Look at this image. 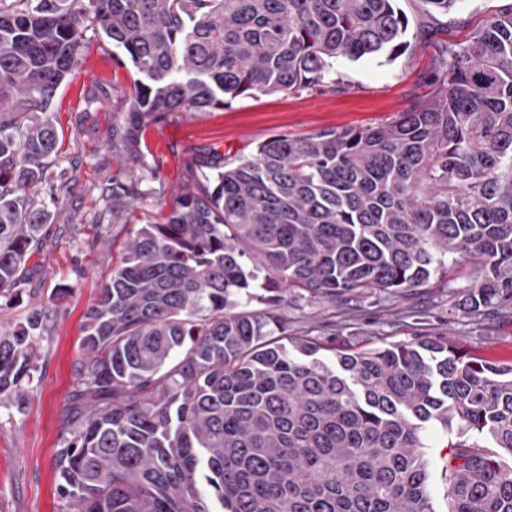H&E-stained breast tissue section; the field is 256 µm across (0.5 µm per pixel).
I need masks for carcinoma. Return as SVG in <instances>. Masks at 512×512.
Returning a JSON list of instances; mask_svg holds the SVG:
<instances>
[{
  "mask_svg": "<svg viewBox=\"0 0 512 512\" xmlns=\"http://www.w3.org/2000/svg\"><path fill=\"white\" fill-rule=\"evenodd\" d=\"M89 26L138 75L119 151L172 112L394 58L409 21L396 0H0V292L58 201L31 189L51 179L49 107ZM203 168L86 314L55 451L65 512H434L433 423L458 427L448 512H512V365L431 335L294 336L274 296L428 288L459 262L478 272L475 312L512 296V3L445 47L430 100L393 123L284 134ZM135 194L112 180V213ZM40 327L0 335V399L34 390Z\"/></svg>",
  "mask_w": 512,
  "mask_h": 512,
  "instance_id": "carcinoma-1",
  "label": "carcinoma"
}]
</instances>
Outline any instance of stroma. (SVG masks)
<instances>
[{
  "mask_svg": "<svg viewBox=\"0 0 512 512\" xmlns=\"http://www.w3.org/2000/svg\"><path fill=\"white\" fill-rule=\"evenodd\" d=\"M508 0H459L448 14L428 17L422 0H398L410 26L409 49L397 59L379 55L338 61L333 78L346 89L226 98L223 109L174 112L149 125L139 145L112 151L129 104L135 74L120 50L94 32L57 91L51 110L62 134L54 167L58 202L41 245L27 262L17 292L0 297V333L40 314L36 350L39 382L23 402L0 403V512H62L54 468L61 420L76 368L83 359L84 314L120 264L139 225L163 223L181 194L198 189L208 156L234 161L279 134L303 138L320 131L387 125L429 100L440 66L438 48L460 43L472 27ZM133 178L138 193L120 218L101 187ZM475 272L457 264L449 279L396 295L375 291L336 300L283 292L280 309L289 332L364 346L411 339L419 332L443 336L499 365L512 364V315L470 308ZM446 431L430 427L425 450L434 512H448L444 468Z\"/></svg>",
  "mask_w": 512,
  "mask_h": 512,
  "instance_id": "obj_1",
  "label": "stroma"
}]
</instances>
